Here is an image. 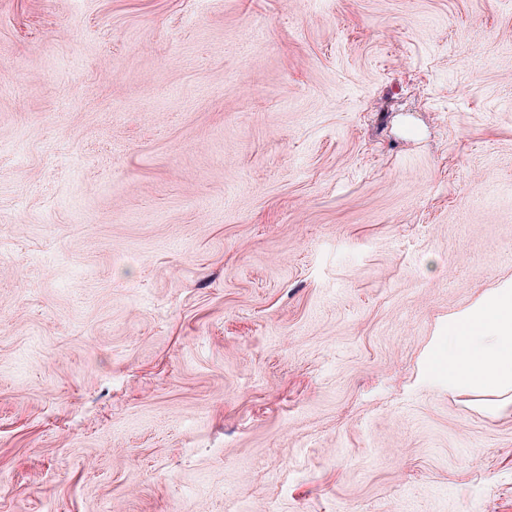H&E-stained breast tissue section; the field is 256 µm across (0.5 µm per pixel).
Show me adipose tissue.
<instances>
[{"label":"adipose tissue","instance_id":"adipose-tissue-1","mask_svg":"<svg viewBox=\"0 0 512 512\" xmlns=\"http://www.w3.org/2000/svg\"><path fill=\"white\" fill-rule=\"evenodd\" d=\"M427 371L452 392H512V281L449 319Z\"/></svg>","mask_w":512,"mask_h":512}]
</instances>
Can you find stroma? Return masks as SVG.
<instances>
[{
  "label": "stroma",
  "instance_id": "obj_1",
  "mask_svg": "<svg viewBox=\"0 0 512 512\" xmlns=\"http://www.w3.org/2000/svg\"><path fill=\"white\" fill-rule=\"evenodd\" d=\"M510 279L512 0H0V512H512ZM427 372L449 392H512V281L448 320Z\"/></svg>",
  "mask_w": 512,
  "mask_h": 512
}]
</instances>
